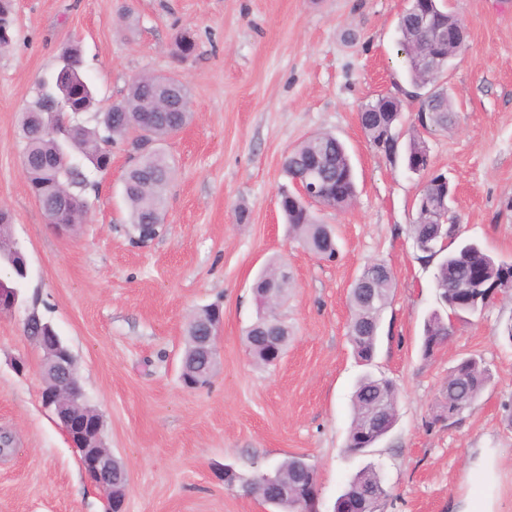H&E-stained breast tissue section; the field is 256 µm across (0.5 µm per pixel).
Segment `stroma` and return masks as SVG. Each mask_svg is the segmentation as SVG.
<instances>
[{
    "label": "stroma",
    "instance_id": "stroma-1",
    "mask_svg": "<svg viewBox=\"0 0 512 512\" xmlns=\"http://www.w3.org/2000/svg\"><path fill=\"white\" fill-rule=\"evenodd\" d=\"M466 24V46L445 79L457 114L421 131L435 171L454 187L461 238L512 262V0H447ZM130 25L118 24L122 8ZM407 0H16V37L0 50V206L13 216L30 276L12 313L0 315V512H105V496L45 408L41 351L24 334L30 313L50 321L76 358L107 447L129 471L125 512H268L220 475L301 456L318 475V512H333L349 477L374 464L383 512H448L467 484L476 449L496 452L502 509L512 512V295L498 296L431 358L420 352L437 308L435 263L419 260L411 225L425 174L390 163L358 122L362 105L405 82L397 24ZM196 40L179 60V32ZM78 39L101 105L144 73L183 77L189 126L164 148L176 174L164 228L132 239L123 181L128 156L94 174L88 221L58 234L31 195L20 118L63 44ZM341 139L357 194L340 211L312 204L333 225L336 260L289 235L279 210L290 186L283 160L306 137ZM246 221H239V209ZM291 282L283 314L290 337L279 363L258 364L244 334L257 316L251 285L270 259ZM384 262L394 288L377 354L364 365L349 341L350 291L364 266ZM223 311L210 385L180 380L190 314ZM466 357L491 379L455 424L435 421L439 388ZM397 387V422L363 456L345 454L351 396L365 372Z\"/></svg>",
    "mask_w": 512,
    "mask_h": 512
}]
</instances>
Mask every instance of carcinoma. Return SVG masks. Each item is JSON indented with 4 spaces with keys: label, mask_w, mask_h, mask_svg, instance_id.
Instances as JSON below:
<instances>
[{
    "label": "carcinoma",
    "mask_w": 512,
    "mask_h": 512,
    "mask_svg": "<svg viewBox=\"0 0 512 512\" xmlns=\"http://www.w3.org/2000/svg\"><path fill=\"white\" fill-rule=\"evenodd\" d=\"M14 30V0H0V43L14 41ZM398 34V52L404 56L410 86L403 94L414 101L419 88L429 90L441 77L417 65L416 54L428 52L432 46L414 23L399 20ZM175 47L177 54L186 59L195 54L196 41L184 31L176 36ZM403 109L404 100L399 96L381 95L363 105L359 118L371 146L389 162L400 159L408 167L425 150L418 132H413L403 146L382 147L386 130L395 127ZM419 109L431 112L434 126L446 127L454 120V106L446 94L436 101H419ZM191 117L188 88L174 77L155 75L134 78L124 97L106 110L97 108L95 90L84 75L80 43L72 39L62 47L59 64L37 82L34 97L22 114V159L30 191L41 202L45 214L52 216L51 223L82 224L89 212L88 170H107L112 146H129L139 153L123 184L129 221L139 238L150 240L161 231L165 196L174 174L161 142L183 128ZM317 157L326 160L320 178L324 193L319 204L330 209L347 207L356 194L355 175L347 149L335 135L317 133L305 138L288 151L283 166L291 179H303L313 173L312 163ZM280 209L290 232L310 252L327 258L337 256L332 227L320 223L300 196L283 193ZM12 223L10 213L1 209L0 288L16 291L24 285V252L10 233ZM412 238L420 260L428 263L439 257L434 288L442 311H433L424 322L421 349L428 358L435 346L456 331L450 315L469 316L458 303L471 301L483 307L486 292L472 287L471 281L476 262L483 263L485 279L490 284L502 277L508 263L495 259L477 243L459 240L457 225L440 224L420 208L412 224ZM374 267V263L366 265L361 276H372ZM280 268L276 261L269 264L264 270L265 278L257 282L255 295L262 308L272 307L276 335L287 336L288 325L279 308L288 297L289 282ZM373 286V299L368 303L357 288L351 291L349 339L358 358L367 365L376 355L382 314L393 288L392 274L375 276ZM194 316V321L188 324L181 377L204 385L215 365L204 359L199 337L210 335L219 325L220 313L207 306ZM268 332L269 323L260 315L245 336L253 356L266 365L270 364L271 349L263 334ZM489 380V370L473 357L454 367L440 389L448 409V423H455V418L478 399ZM396 403L397 389L390 380L362 376L353 395V420L346 451L364 453L374 445V438L385 437L396 423ZM310 472H315L312 465L302 457L292 456L268 470L258 468L248 476L226 473L224 482H237L246 486V493L260 494L272 512H295V504L304 503L315 490L308 481ZM361 487H374L381 497H387L380 474L371 464L356 472L346 489L355 492Z\"/></svg>",
    "instance_id": "obj_1"
}]
</instances>
